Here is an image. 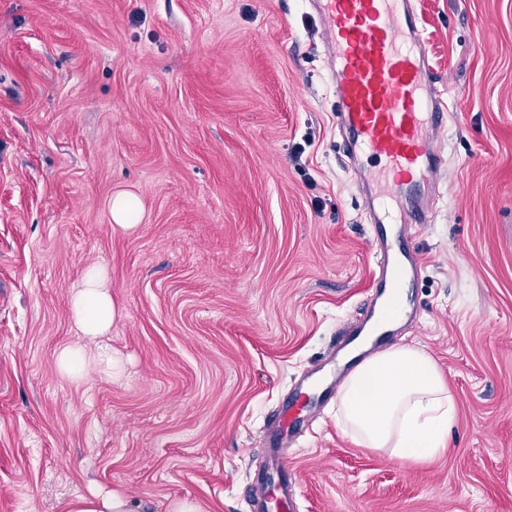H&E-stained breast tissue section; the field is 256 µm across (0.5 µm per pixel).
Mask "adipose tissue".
Returning <instances> with one entry per match:
<instances>
[{
  "instance_id": "ef3b65f1",
  "label": "adipose tissue",
  "mask_w": 512,
  "mask_h": 512,
  "mask_svg": "<svg viewBox=\"0 0 512 512\" xmlns=\"http://www.w3.org/2000/svg\"><path fill=\"white\" fill-rule=\"evenodd\" d=\"M71 318L79 343L56 354L61 378L83 379L89 369L109 374L119 361L102 339L121 310L104 266L89 267L69 290ZM458 417L457 400L434 358L409 346H393L358 363L338 392L336 421L365 448L386 451L403 463H424L447 450L449 427ZM119 491L95 492L66 502L62 512H140Z\"/></svg>"
}]
</instances>
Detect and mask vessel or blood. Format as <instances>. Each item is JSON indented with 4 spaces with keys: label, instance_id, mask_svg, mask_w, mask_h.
Listing matches in <instances>:
<instances>
[{
    "label": "vessel or blood",
    "instance_id": "1",
    "mask_svg": "<svg viewBox=\"0 0 512 512\" xmlns=\"http://www.w3.org/2000/svg\"><path fill=\"white\" fill-rule=\"evenodd\" d=\"M323 22L336 92V127L351 156L374 160L362 183L371 189V242L380 258L374 309L404 319L410 285L421 265L409 247V224L430 221V193L443 168L437 133L447 123L412 0H314ZM294 424L279 418L260 438L264 464L247 487L254 512H266L270 484L290 507L292 483L284 458Z\"/></svg>",
    "mask_w": 512,
    "mask_h": 512
}]
</instances>
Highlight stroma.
Wrapping results in <instances>:
<instances>
[{
  "instance_id": "stroma-1",
  "label": "stroma",
  "mask_w": 512,
  "mask_h": 512,
  "mask_svg": "<svg viewBox=\"0 0 512 512\" xmlns=\"http://www.w3.org/2000/svg\"><path fill=\"white\" fill-rule=\"evenodd\" d=\"M451 117L414 325L457 397L448 450L356 445L329 400L294 512H512V0H414ZM310 0H0V512L117 490L251 512L258 436L330 380L378 271ZM135 193L141 223L112 229ZM103 265L121 374L55 367ZM113 228L123 232L134 231L142 217V205L138 196L130 192H117L109 201Z\"/></svg>"
}]
</instances>
